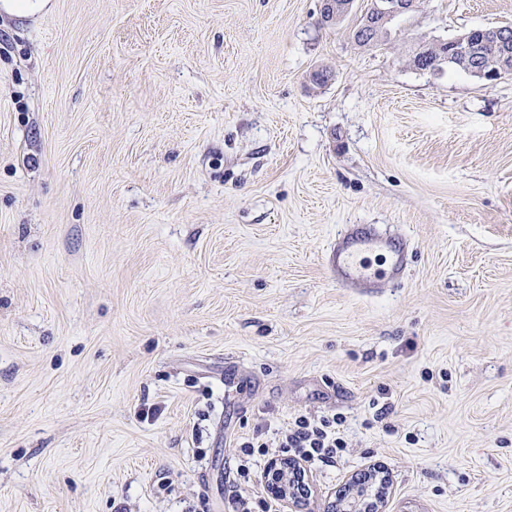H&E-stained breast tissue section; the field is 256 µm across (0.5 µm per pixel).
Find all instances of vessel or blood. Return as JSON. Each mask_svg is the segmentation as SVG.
<instances>
[{"instance_id": "vessel-or-blood-1", "label": "vessel or blood", "mask_w": 512, "mask_h": 512, "mask_svg": "<svg viewBox=\"0 0 512 512\" xmlns=\"http://www.w3.org/2000/svg\"><path fill=\"white\" fill-rule=\"evenodd\" d=\"M408 257L407 238L368 224H351L329 246L324 263L340 287L362 292L386 281H401Z\"/></svg>"}]
</instances>
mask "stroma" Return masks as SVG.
Segmentation results:
<instances>
[{"mask_svg":"<svg viewBox=\"0 0 512 512\" xmlns=\"http://www.w3.org/2000/svg\"><path fill=\"white\" fill-rule=\"evenodd\" d=\"M319 7L0 12V512H229L236 439L298 413L347 443L301 512L371 465L384 512H512V72L404 62L512 0L378 48ZM350 224L408 238L402 282L336 284Z\"/></svg>","mask_w":512,"mask_h":512,"instance_id":"35a3bbf8","label":"stroma"}]
</instances>
